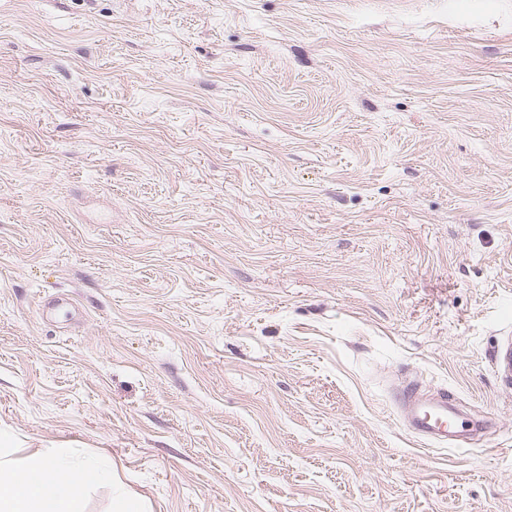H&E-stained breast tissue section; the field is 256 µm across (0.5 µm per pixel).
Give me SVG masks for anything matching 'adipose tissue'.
Listing matches in <instances>:
<instances>
[{"instance_id": "obj_1", "label": "adipose tissue", "mask_w": 512, "mask_h": 512, "mask_svg": "<svg viewBox=\"0 0 512 512\" xmlns=\"http://www.w3.org/2000/svg\"><path fill=\"white\" fill-rule=\"evenodd\" d=\"M11 454L0 448V512H74L83 489L107 477L84 466L73 452L37 450L18 461Z\"/></svg>"}]
</instances>
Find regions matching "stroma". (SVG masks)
I'll return each mask as SVG.
<instances>
[{
    "label": "stroma",
    "instance_id": "35a3bbf8",
    "mask_svg": "<svg viewBox=\"0 0 512 512\" xmlns=\"http://www.w3.org/2000/svg\"><path fill=\"white\" fill-rule=\"evenodd\" d=\"M509 343L512 0H0V446L77 512H512ZM397 403L410 411L404 416L408 430L421 438H436L448 432V423H454V408L448 406V393L423 401L414 387L406 386L398 391ZM12 448H0L1 512H77L83 489L109 476L84 466L74 452L48 455L36 450L20 461ZM31 477L25 482L24 477Z\"/></svg>",
    "mask_w": 512,
    "mask_h": 512
}]
</instances>
